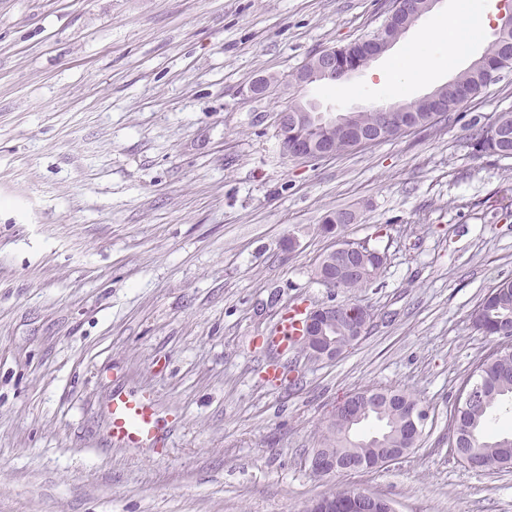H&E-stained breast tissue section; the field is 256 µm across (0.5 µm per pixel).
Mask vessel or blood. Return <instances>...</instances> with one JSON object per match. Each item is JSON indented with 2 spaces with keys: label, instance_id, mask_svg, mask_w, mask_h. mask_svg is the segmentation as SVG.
Segmentation results:
<instances>
[{
  "label": "vessel or blood",
  "instance_id": "1",
  "mask_svg": "<svg viewBox=\"0 0 512 512\" xmlns=\"http://www.w3.org/2000/svg\"><path fill=\"white\" fill-rule=\"evenodd\" d=\"M112 443L147 448L158 443L165 429L150 393L115 390L108 407Z\"/></svg>",
  "mask_w": 512,
  "mask_h": 512
}]
</instances>
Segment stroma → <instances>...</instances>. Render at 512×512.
Returning <instances> with one entry per match:
<instances>
[{"mask_svg": "<svg viewBox=\"0 0 512 512\" xmlns=\"http://www.w3.org/2000/svg\"><path fill=\"white\" fill-rule=\"evenodd\" d=\"M455 2L339 93L288 80L371 37L393 0H0V512H306L339 488L398 512H512V471L450 453L458 395L499 343L470 314L512 280V157L471 145L512 112V69L437 123L333 157H288L277 136L295 100L396 104L374 72ZM495 38L462 40L407 100ZM342 209L355 223L324 233ZM340 238L387 253L358 294L365 336L328 363L267 347L289 309L347 300L314 277ZM366 388L422 401L420 444L313 475L337 401ZM116 389L153 394L155 446L111 444Z\"/></svg>", "mask_w": 512, "mask_h": 512, "instance_id": "obj_1", "label": "stroma"}]
</instances>
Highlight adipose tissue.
Here are the masks:
<instances>
[{
	"mask_svg": "<svg viewBox=\"0 0 512 512\" xmlns=\"http://www.w3.org/2000/svg\"><path fill=\"white\" fill-rule=\"evenodd\" d=\"M472 20L470 0H458L447 23L424 30L418 44L411 48L394 72L380 75V83L393 94L400 95L413 85L428 82L442 62L441 56L428 52V45L441 43L447 46L449 54H456L459 40L470 30Z\"/></svg>",
	"mask_w": 512,
	"mask_h": 512,
	"instance_id": "1",
	"label": "adipose tissue"
}]
</instances>
